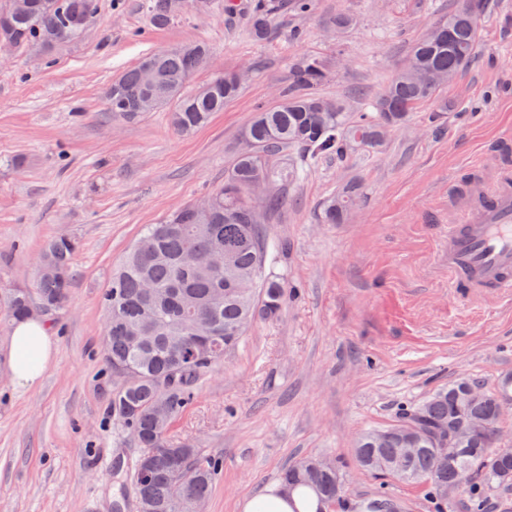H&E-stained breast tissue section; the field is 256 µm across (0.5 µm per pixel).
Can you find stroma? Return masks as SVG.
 <instances>
[{
    "label": "stroma",
    "instance_id": "stroma-1",
    "mask_svg": "<svg viewBox=\"0 0 512 512\" xmlns=\"http://www.w3.org/2000/svg\"><path fill=\"white\" fill-rule=\"evenodd\" d=\"M456 3L316 0L305 13L277 10L274 36L257 41L248 11L225 12L224 0H189L163 28L147 0H98L80 44L39 60L0 57V295L33 289L51 237L80 242L68 305L41 317L56 349L33 389L12 381V325L0 317V512H136L128 473L139 450L108 412L121 383L104 358L101 297L113 268L145 225L223 185L256 107L279 102L296 59L320 58L319 94L350 100L359 116ZM339 12L355 19L342 34L328 23ZM197 40L211 57L193 85L249 73L223 111L187 136L164 111L112 118L103 90L113 78L146 52ZM442 94L447 111L422 104L382 149L277 158L300 172L275 185L286 203L265 224L290 295L206 373L172 432L223 461L204 512H239L307 456L336 463L351 502L383 490L400 512H429L422 488L359 467L357 436L453 379L489 386L512 373V300L459 303L439 259L451 197L475 174L494 179L484 162L512 134V0H490L475 58ZM16 155L24 167H3ZM350 183L360 194L346 222L322 223L325 202Z\"/></svg>",
    "mask_w": 512,
    "mask_h": 512
}]
</instances>
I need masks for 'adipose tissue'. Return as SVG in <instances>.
<instances>
[{"label": "adipose tissue", "mask_w": 512, "mask_h": 512, "mask_svg": "<svg viewBox=\"0 0 512 512\" xmlns=\"http://www.w3.org/2000/svg\"><path fill=\"white\" fill-rule=\"evenodd\" d=\"M55 344L42 321L28 319L16 322L8 344V362L14 384L21 389L36 386L54 354ZM319 512L321 507L315 495L300 497L286 494L282 487H274L260 495L248 498L241 505L242 512Z\"/></svg>", "instance_id": "1"}]
</instances>
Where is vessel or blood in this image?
<instances>
[{
	"instance_id": "obj_1",
	"label": "vessel or blood",
	"mask_w": 512,
	"mask_h": 512,
	"mask_svg": "<svg viewBox=\"0 0 512 512\" xmlns=\"http://www.w3.org/2000/svg\"><path fill=\"white\" fill-rule=\"evenodd\" d=\"M450 286L464 295L512 298V167L487 185H474L448 222L444 254Z\"/></svg>"
}]
</instances>
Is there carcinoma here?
<instances>
[{
	"instance_id": "carcinoma-1",
	"label": "carcinoma",
	"mask_w": 512,
	"mask_h": 512,
	"mask_svg": "<svg viewBox=\"0 0 512 512\" xmlns=\"http://www.w3.org/2000/svg\"><path fill=\"white\" fill-rule=\"evenodd\" d=\"M97 10V0H28L26 10L16 12L13 0H0V20L9 25V40H0V52L49 54L74 45L96 21ZM149 11L157 28L179 14L174 0H150ZM488 11L487 0H460L454 11L431 24L432 32L411 46L401 69L370 103L369 117L352 120L345 101L315 93L326 78L325 66L317 57L301 58L280 102L256 109L247 127L253 151L237 154L224 187L211 194L210 209L198 211L188 204L160 223L147 225L112 272L103 294L104 353L123 382L112 393L110 412L141 448L129 475L137 512H194L210 497L221 464L189 442L172 455V427L194 401L207 371L238 346L253 322L277 317L287 300L285 284L268 272L277 245L266 238L255 208L245 198L250 183L299 177L297 171L271 166L287 148L310 157L344 156L358 141L372 150L382 148L389 129L404 125L420 104L438 98L443 88L418 81L416 74L461 75L478 51L481 21ZM273 30L270 10L258 0L249 33L266 40ZM209 58V45L200 41L181 44L173 52L165 48L143 54L105 89L108 112L133 122L149 111L165 110L176 133H193L214 113L224 111V104L242 88L235 73L227 71L188 89ZM147 65L159 73L151 85L143 76ZM357 191L351 184L328 201L322 222L343 223ZM77 252L70 236L47 241L38 260L36 288L14 289L0 299L5 318H37L66 307ZM506 405L512 406L511 373L489 387L458 378L423 401L401 407L385 429L361 434L355 446L357 462L366 471L389 477L391 467L402 465L406 482L423 487L436 512H442L440 494L451 490L459 470L468 469L469 512H485L486 492L512 487V448L500 446L497 435L499 413ZM471 420L484 421L487 436L449 449L448 434ZM404 448L415 452L406 458ZM279 481L295 490L308 488L342 512L399 508L385 492L363 505L350 503L336 464L325 459L290 464L280 471Z\"/></svg>"
}]
</instances>
